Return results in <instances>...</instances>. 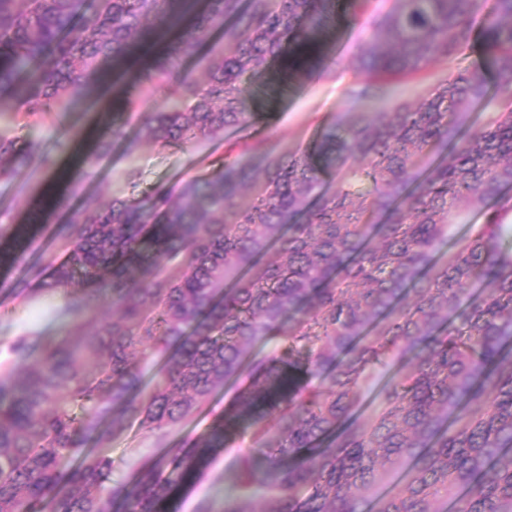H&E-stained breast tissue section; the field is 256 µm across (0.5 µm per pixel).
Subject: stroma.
<instances>
[{"label":"stroma","instance_id":"35a3bbf8","mask_svg":"<svg viewBox=\"0 0 512 512\" xmlns=\"http://www.w3.org/2000/svg\"><path fill=\"white\" fill-rule=\"evenodd\" d=\"M387 0H368L362 13H355L351 0H336L335 26L321 39L319 56L324 65L321 75L311 78L287 71L283 60H276L264 73L247 79L254 104L253 132L275 152L304 151L314 145L334 125L338 115L349 111L344 90L356 81L351 62L367 35L370 17L386 9ZM17 108L7 119L14 137L25 140L38 136L44 151L57 161L54 170L32 165L16 179L0 183V285H9L27 264L55 251L57 224L73 219L86 198L106 202L124 198L132 190L154 186L175 187L186 179L203 174L210 161L222 156L240 138L227 130L223 139L161 147L142 144L135 153H126L123 141L114 142L107 153L89 144L91 129L105 130L120 124L124 134L135 137L145 112L165 106L167 92L158 88L140 107L127 108L117 94L99 93L86 99L40 130L28 125L20 88L9 92ZM139 174L138 187H131L126 175ZM53 296L34 300L15 298L0 292V342L34 329L46 336L57 335L68 327V318L55 314ZM248 374L217 391L192 418L157 440L139 426L115 436L107 450L113 461L112 480L127 483L144 466L161 458L167 449L204 435L213 422L231 408L248 386ZM251 433L228 440L220 453L212 455L177 492L178 512H195L200 501H208L214 512H222L224 502L233 498L238 484L239 461L246 455H259Z\"/></svg>","mask_w":512,"mask_h":512}]
</instances>
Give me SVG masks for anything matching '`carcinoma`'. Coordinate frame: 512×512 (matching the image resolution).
Returning <instances> with one entry per match:
<instances>
[{
  "label": "carcinoma",
  "instance_id": "1",
  "mask_svg": "<svg viewBox=\"0 0 512 512\" xmlns=\"http://www.w3.org/2000/svg\"><path fill=\"white\" fill-rule=\"evenodd\" d=\"M185 5L0 0V117L21 79L29 124H45L151 27L179 26L124 95L134 107L164 86L168 104L134 139L112 124L99 148L244 133L236 156L176 189L87 199L57 230L62 253L11 286L24 298L68 290L58 314L71 328L16 336L0 362V512H167L245 422L271 463L243 460L244 493L224 512H512V0H391L353 60L352 111L313 151L275 156L246 134L243 78L290 44L293 67L314 71L331 0H206L184 25ZM479 13L492 86L461 66ZM215 27L224 45L204 79L181 71ZM435 66L446 75L415 101L358 110L385 81ZM480 105L493 116L466 124ZM35 158L55 164L0 129L1 182ZM474 211L483 223H469ZM104 302L121 316H98ZM246 369L252 384L199 443L112 483L104 444L135 422L164 439ZM378 383L375 407L356 415ZM401 470V490L384 491Z\"/></svg>",
  "mask_w": 512,
  "mask_h": 512
}]
</instances>
